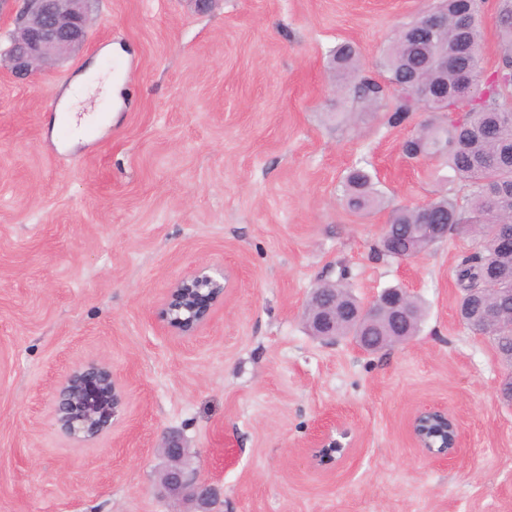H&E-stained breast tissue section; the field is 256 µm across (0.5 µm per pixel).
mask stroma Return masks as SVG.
Listing matches in <instances>:
<instances>
[{"label": "stroma", "mask_w": 512, "mask_h": 512, "mask_svg": "<svg viewBox=\"0 0 512 512\" xmlns=\"http://www.w3.org/2000/svg\"><path fill=\"white\" fill-rule=\"evenodd\" d=\"M433 0H91L83 48L32 78L1 52L16 29L0 9V512H183L166 497L159 443L181 437L222 512H512L508 368L457 318L456 232L417 257L385 255L393 209L468 193L438 159L334 80L351 43L362 76L384 81L391 36ZM107 71L119 100L94 136L58 110L74 82ZM361 112L337 123L338 112ZM375 174L383 208L350 211V167ZM224 269L208 322L173 336L160 311L198 265ZM345 270L360 300L409 289L426 316L408 344L378 353L309 335L303 311ZM106 362L124 411L90 442L52 416L77 364ZM448 409L461 446L438 461L410 422ZM348 433L336 463L309 443Z\"/></svg>", "instance_id": "35a3bbf8"}]
</instances>
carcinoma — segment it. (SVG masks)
Returning <instances> with one entry per match:
<instances>
[{"label": "carcinoma", "mask_w": 512, "mask_h": 512, "mask_svg": "<svg viewBox=\"0 0 512 512\" xmlns=\"http://www.w3.org/2000/svg\"><path fill=\"white\" fill-rule=\"evenodd\" d=\"M483 0H442L440 9L446 19L448 42L456 41L470 47L440 65L413 46L417 22L413 21L398 31L383 62L385 80L402 86L420 63L426 64V84L434 90L448 92V105L436 99L425 100V111L432 119L420 125L407 144L408 156L429 158L437 155L446 160L454 177L471 187L466 203L452 197H441L423 206L402 207L392 211L389 223L446 224L448 230H465L478 240L479 251L465 259L457 269V281L463 293L478 288L482 281L496 288L506 289L502 299L504 318L499 324H484L475 319L465 326L490 338L499 358H507L512 351V252L497 245L492 229L496 224H512V113L501 111L499 100L512 92V0H499L493 18L498 29L499 62L497 68L481 80L482 94L467 98L458 94L460 72L481 73L484 18L480 10ZM467 13L464 31H457L461 13ZM332 70L341 80L358 79L356 91L364 107L377 105L387 97L384 85L368 78H358L356 50L349 44L336 47L332 55ZM417 112L404 95L393 97L385 113L386 123L398 126ZM342 200L355 212H370L383 203V192L373 175L362 167L351 168L342 183ZM414 317L407 330L384 324L376 330H364L369 342L368 351L376 353L390 347L394 336H415L421 329L425 309L419 298H413Z\"/></svg>", "instance_id": "1"}]
</instances>
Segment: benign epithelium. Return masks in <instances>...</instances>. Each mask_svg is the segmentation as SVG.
Segmentation results:
<instances>
[{
  "label": "benign epithelium",
  "instance_id": "benign-epithelium-1",
  "mask_svg": "<svg viewBox=\"0 0 512 512\" xmlns=\"http://www.w3.org/2000/svg\"><path fill=\"white\" fill-rule=\"evenodd\" d=\"M21 6L16 14V32L5 51L11 71L19 76H30L35 71L53 64L61 57L82 47L89 28L87 4L89 0H18ZM443 17L433 7L422 13L415 39L427 47L429 53L448 62V42L441 38ZM414 232L424 233L435 241L448 237L446 224H417ZM224 279L208 273V268L195 269L176 280L166 299L163 321L167 331L175 336L190 335L209 319L212 309L224 301ZM405 288H388L369 304L351 308L350 320L365 314L386 311L392 316L410 318ZM476 305L484 311L487 320L499 318L495 302L500 300V289L481 288L472 294ZM305 313L316 314L315 326L319 337L337 340L336 297L322 295L314 289L305 305ZM123 405V391L102 361H91L73 368L59 386L54 404V416L60 428L76 440L95 439L106 433ZM411 433L418 447L436 460H449L459 445L458 425L448 411L429 407L418 411L411 421ZM162 454L168 467L161 476V487L172 496L194 500L197 512H212L217 502V490L196 479L195 470L186 461L190 457L182 439L168 436L163 439ZM342 442L325 433L314 444V453L332 463L342 455Z\"/></svg>",
  "mask_w": 512,
  "mask_h": 512
}]
</instances>
